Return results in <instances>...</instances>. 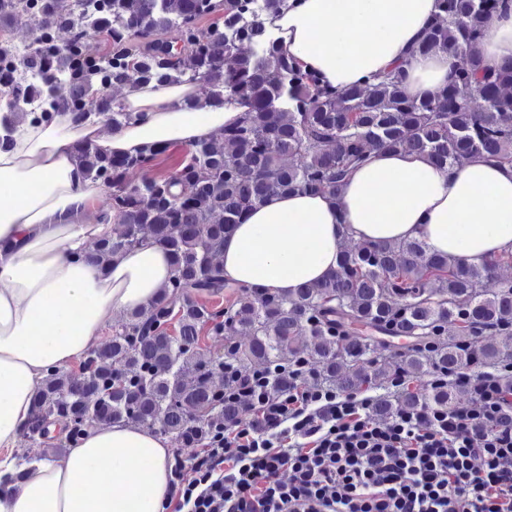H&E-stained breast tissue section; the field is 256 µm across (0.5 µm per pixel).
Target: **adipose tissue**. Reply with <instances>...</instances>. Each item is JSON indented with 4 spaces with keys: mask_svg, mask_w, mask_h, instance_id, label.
<instances>
[{
    "mask_svg": "<svg viewBox=\"0 0 512 512\" xmlns=\"http://www.w3.org/2000/svg\"><path fill=\"white\" fill-rule=\"evenodd\" d=\"M435 0H290L266 27L304 68L339 89L404 60L435 13ZM452 61L438 53L408 69L410 95L447 83ZM187 84H131L124 102L136 123L104 130L97 119L73 124L60 113L36 127L22 122L0 149V447L17 443L46 372L65 369L96 346L117 315L157 298L173 271L146 243L108 268L85 258L112 235L113 220L83 215L100 193L84 178L74 144L93 141L108 155L208 139L241 120L233 98L205 111L184 110ZM418 241L431 254L480 266L512 250V165L471 161L442 170L404 152L374 154L339 198L279 194L245 213L224 239L226 280L294 292L336 271L345 238ZM170 446L147 429L115 423L93 429L59 460L0 495V512H162L168 500Z\"/></svg>",
    "mask_w": 512,
    "mask_h": 512,
    "instance_id": "adipose-tissue-1",
    "label": "adipose tissue"
}]
</instances>
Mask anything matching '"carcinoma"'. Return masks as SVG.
Instances as JSON below:
<instances>
[{
    "label": "carcinoma",
    "instance_id": "cac0c4a2",
    "mask_svg": "<svg viewBox=\"0 0 512 512\" xmlns=\"http://www.w3.org/2000/svg\"><path fill=\"white\" fill-rule=\"evenodd\" d=\"M435 2L411 56L443 53L455 64L448 84L415 99L402 65L344 91L304 71L263 22L288 0H0L1 34L13 16L35 23L26 58L0 46V107L15 116L38 124L66 112L80 124L94 98L93 114L120 128L135 115L112 100V87L153 80L196 86L183 104L188 112L225 97L247 106L239 124L189 146L174 171L139 182L128 174L156 166L169 147L114 157L76 142L82 174L117 218L88 260L103 269L150 241L168 254L173 276L160 298L80 359L78 372L45 376L22 426L30 451L0 480V492L47 456L52 425L66 431L62 448L113 423L157 428L182 449L199 447L213 420L240 416L242 403L224 398L230 374L244 367L268 375L272 395L294 384L288 366L296 361L340 393L422 381L415 393L380 397L381 418L420 401L453 407L451 391L464 389L432 375L494 368L512 385L503 369L512 364V281H494L499 267L512 265V251L478 267L429 254L420 242L348 237L336 272L291 295L230 283L220 265L224 237L248 210L284 193L337 197L375 152L414 153L444 170L469 160L512 165V58L491 65L481 52L486 29L512 0ZM485 332L504 342L475 344ZM375 334L411 343L382 357ZM218 337L224 347L213 352L208 341Z\"/></svg>",
    "mask_w": 512,
    "mask_h": 512
}]
</instances>
